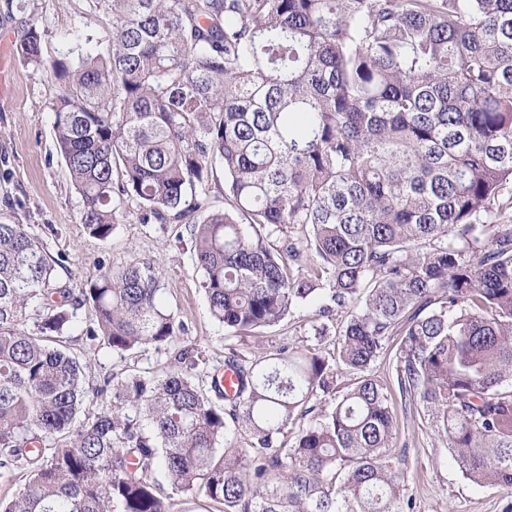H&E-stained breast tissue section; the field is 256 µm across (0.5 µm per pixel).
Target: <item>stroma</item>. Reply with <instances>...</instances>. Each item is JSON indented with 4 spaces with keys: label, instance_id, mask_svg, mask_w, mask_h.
<instances>
[{
    "label": "stroma",
    "instance_id": "1",
    "mask_svg": "<svg viewBox=\"0 0 512 512\" xmlns=\"http://www.w3.org/2000/svg\"><path fill=\"white\" fill-rule=\"evenodd\" d=\"M31 21L43 34L47 56L73 58L86 44L102 55L112 51V17L91 10L88 0H13L11 9L0 7V31L18 34ZM60 91L51 73L13 61L0 97V220L25 225L38 235L75 281L134 261L156 264L162 300L174 311L180 330L160 349L124 356L113 353L103 339L74 331L65 344L86 364L90 382L100 385L131 373L163 376L173 352L187 347L200 359L196 377L204 378L212 365L223 361L227 348L240 346L241 340L210 315L199 286L201 273L193 261L189 225L143 224L137 213L130 212L119 219L109 239L89 235L80 222L81 197L56 150L51 106ZM318 324L313 307L304 306L261 330L256 342L268 351L299 342L324 353L334 351V334L315 335ZM399 442L393 453L404 459L417 512H501L499 489L467 480L429 430L405 425Z\"/></svg>",
    "mask_w": 512,
    "mask_h": 512
}]
</instances>
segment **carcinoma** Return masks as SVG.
<instances>
[{"instance_id": "obj_1", "label": "carcinoma", "mask_w": 512, "mask_h": 512, "mask_svg": "<svg viewBox=\"0 0 512 512\" xmlns=\"http://www.w3.org/2000/svg\"><path fill=\"white\" fill-rule=\"evenodd\" d=\"M90 2L112 15L108 56L48 59L33 23L16 42L62 85L81 223L106 240L131 201L179 221L218 163L224 211L190 229L212 318L245 339L318 300L341 321L330 356L229 350L231 392L196 380L189 348L162 378L90 386L52 342L85 307L118 354L169 344L156 267L71 288L0 221V469L30 470L0 512H415L389 453L402 418L512 512V0Z\"/></svg>"}]
</instances>
